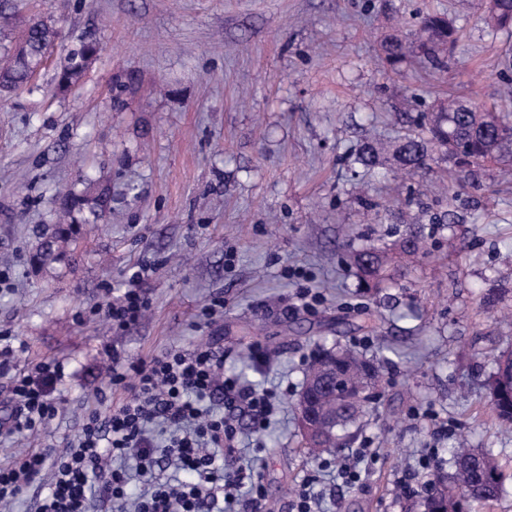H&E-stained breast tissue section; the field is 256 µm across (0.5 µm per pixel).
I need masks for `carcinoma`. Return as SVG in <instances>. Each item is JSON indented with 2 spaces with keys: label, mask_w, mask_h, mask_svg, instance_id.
Wrapping results in <instances>:
<instances>
[{
  "label": "carcinoma",
  "mask_w": 512,
  "mask_h": 512,
  "mask_svg": "<svg viewBox=\"0 0 512 512\" xmlns=\"http://www.w3.org/2000/svg\"><path fill=\"white\" fill-rule=\"evenodd\" d=\"M479 20L493 32L512 34V0H495L494 9L484 10ZM58 38L53 23L35 18L28 23L27 51L17 53L12 48L0 51V86L10 90L23 86L29 72L40 65L42 58ZM460 38L458 28L448 15L437 12L423 16L410 33H394L379 46L386 63L396 69L403 63H428L441 66L447 53ZM100 48L88 42L68 53L58 74V87L67 91L78 84L88 70V62ZM431 123L418 125L396 143L384 145L366 142L347 157L352 165L371 172L392 161L398 168L414 171L444 162L442 181L453 186L454 175L464 169L480 168L488 163L500 166L505 174L512 173V113L496 104L488 105L475 98L453 96L432 105ZM58 217L50 235L39 238L31 261L47 266L59 259L73 237L76 215L84 211L95 224L110 209L112 195L106 186L89 183L78 193L62 189L56 194ZM420 251L417 234L389 245H369L351 253L365 290L379 293L391 280L396 263ZM336 358V370L345 374L351 389L335 395L330 383H321L312 390L314 404L325 417L327 450L351 436V429L365 415L368 397L364 390L378 386L381 366L378 362L353 351L336 347L327 352ZM488 406L496 417L512 424V353L500 356L487 380ZM436 483L424 489L423 512H473L499 499L504 491L503 474L497 459L481 448L460 445L452 457V473L448 480L435 477Z\"/></svg>",
  "instance_id": "cac0c4a2"
}]
</instances>
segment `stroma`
<instances>
[{
  "instance_id": "1",
  "label": "stroma",
  "mask_w": 512,
  "mask_h": 512,
  "mask_svg": "<svg viewBox=\"0 0 512 512\" xmlns=\"http://www.w3.org/2000/svg\"><path fill=\"white\" fill-rule=\"evenodd\" d=\"M431 11L461 37L445 67L398 75L379 56L392 27ZM476 0H8L0 45L19 19L55 23L59 39L28 85L0 93V331L19 350L14 371L54 359L64 375L58 416L34 434L0 429V462L63 448L82 416L124 395L108 384L113 352L146 359L209 344L247 381L276 394L268 428L240 416V456L264 486L260 512H290L307 478L318 512H418L402 481L425 483L419 462L447 468L467 436L506 476L483 512H512V425L490 416L485 383L512 351V184L492 168L424 192L430 171L370 180L380 221L364 223L346 158L369 138L397 140L436 99L493 101L512 79V36L489 34ZM101 52L74 89L55 76L71 49ZM130 82L117 93V81ZM112 187V209L80 227L77 245L34 269L36 229L56 220L58 186ZM428 253L379 294L365 293L348 254L410 232ZM145 263L149 308L123 331L87 309ZM321 303L304 308L302 287ZM223 295L224 310L200 317ZM376 359L384 383L345 447L305 454L294 402L320 347ZM374 449L362 459L359 449ZM361 478L343 482L342 463Z\"/></svg>"
}]
</instances>
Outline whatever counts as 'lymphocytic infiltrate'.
I'll return each instance as SVG.
<instances>
[{
	"instance_id": "1",
	"label": "lymphocytic infiltrate",
	"mask_w": 512,
	"mask_h": 512,
	"mask_svg": "<svg viewBox=\"0 0 512 512\" xmlns=\"http://www.w3.org/2000/svg\"><path fill=\"white\" fill-rule=\"evenodd\" d=\"M145 269L134 270L115 299L91 306L89 313L123 330L149 307ZM12 346L0 348V374L9 377L12 433H34L58 414L53 397L62 365L53 360L12 373ZM113 388L125 398L108 414L92 412L76 441L64 450L42 448L0 463V503L15 502L41 482L37 512H254L264 497L253 471L236 464L237 428L216 414L213 402L242 407L258 426L273 410L267 390L242 387L224 373V355L208 346L170 348L137 362L112 355ZM138 461L149 488L128 499L127 476L119 459ZM177 468L191 479L179 484L155 481V471Z\"/></svg>"
}]
</instances>
